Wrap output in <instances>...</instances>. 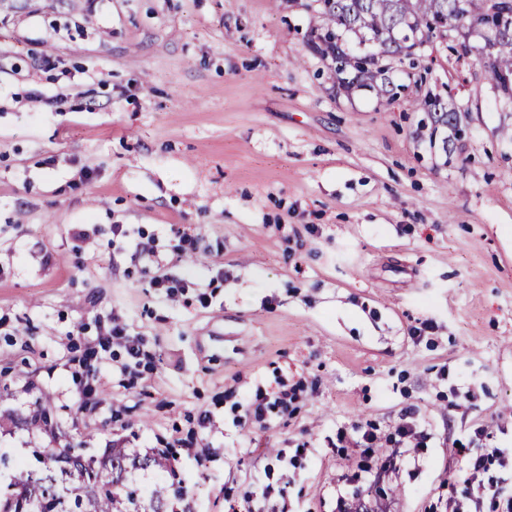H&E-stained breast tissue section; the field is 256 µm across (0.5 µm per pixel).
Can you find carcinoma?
<instances>
[{"label":"carcinoma","instance_id":"cac0c4a2","mask_svg":"<svg viewBox=\"0 0 512 512\" xmlns=\"http://www.w3.org/2000/svg\"><path fill=\"white\" fill-rule=\"evenodd\" d=\"M319 24L310 30L312 49L324 60L338 81L337 89L372 92L379 99L394 97L393 68H381V62L398 65L411 56L404 33L431 35L437 19L448 21V33L455 34L458 56L471 51L462 33H484L495 47L482 56L484 70L495 82L498 97L512 100V25L491 28L496 17H512V0H316ZM409 61V60H407ZM415 68V62L409 61ZM425 120L420 131L427 132L434 145L438 132L447 129L463 133V116L453 98L419 99ZM44 457L40 469L15 468L0 454V512H128L132 500L140 502L142 512H167L170 495L179 490L165 486L140 493L134 475L140 470H164L171 466L165 454L140 456L125 448H109L96 464L114 473L112 480L86 486L66 484V468H79L88 456L79 449L46 448L35 451Z\"/></svg>","mask_w":512,"mask_h":512}]
</instances>
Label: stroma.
Listing matches in <instances>:
<instances>
[{
	"mask_svg": "<svg viewBox=\"0 0 512 512\" xmlns=\"http://www.w3.org/2000/svg\"><path fill=\"white\" fill-rule=\"evenodd\" d=\"M317 22L313 0H0V453L171 450L169 512L512 498V470L468 468L512 449V104L482 39L426 44L427 89L470 115L429 148L414 95L337 91ZM114 316L140 365L99 347ZM408 411L430 441L396 469L337 445Z\"/></svg>",
	"mask_w": 512,
	"mask_h": 512,
	"instance_id": "obj_1",
	"label": "stroma"
}]
</instances>
